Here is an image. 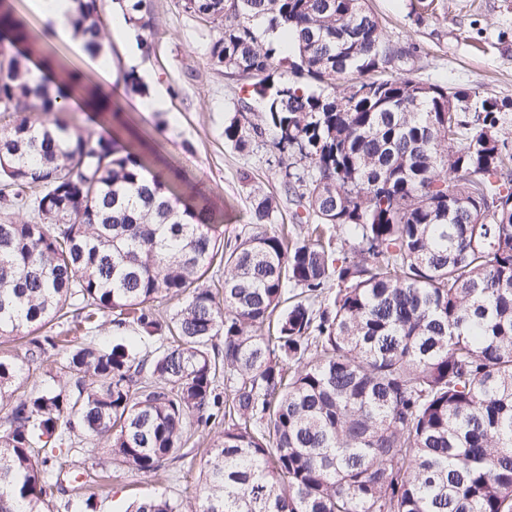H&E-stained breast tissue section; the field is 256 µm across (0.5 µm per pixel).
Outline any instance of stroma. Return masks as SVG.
I'll use <instances>...</instances> for the list:
<instances>
[{"label": "stroma", "instance_id": "obj_1", "mask_svg": "<svg viewBox=\"0 0 512 512\" xmlns=\"http://www.w3.org/2000/svg\"><path fill=\"white\" fill-rule=\"evenodd\" d=\"M16 14L42 35V47L52 50L61 68H77L117 100L121 118L138 140L154 152L156 164L168 163L188 177L185 192L210 195L221 213L217 234L222 241L244 237L254 189L278 198L277 223L291 221V196L282 184L275 150L256 142L240 153L224 140V120L245 98L247 83L216 70L209 61L213 38L210 25L186 13L180 0H149L151 29L141 39L151 44L128 64L118 43L107 52L114 82H104L72 45L47 33L29 0H11ZM383 32L393 42L413 50L414 74L450 88H476L504 100L502 128L512 141V0H435L426 12L418 0H369ZM135 73L146 79L144 94L126 91L123 77ZM166 94L165 106H147L156 88ZM251 180H243V173ZM221 434L220 426L193 428L187 456L177 463L174 477L128 471L111 490L95 500L96 512H126L133 499L167 495L183 499L190 512L199 508V470L205 448Z\"/></svg>", "mask_w": 512, "mask_h": 512}]
</instances>
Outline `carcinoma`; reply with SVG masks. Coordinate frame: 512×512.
<instances>
[{"label":"carcinoma","instance_id":"carcinoma-1","mask_svg":"<svg viewBox=\"0 0 512 512\" xmlns=\"http://www.w3.org/2000/svg\"><path fill=\"white\" fill-rule=\"evenodd\" d=\"M97 45L103 0H74ZM220 26L212 66L250 80L259 119L224 122L240 153L270 137L295 223L223 244L210 199L151 170L119 136L69 132L65 95L0 50V183L36 220L0 217V512H69L55 493L76 442L109 443L113 472L172 476L190 420L224 425L202 468L200 512H512V148L502 105L401 68L366 0H181ZM152 27L147 0L121 5ZM295 44L261 39L258 24ZM39 39L0 0V43ZM344 81L338 89L336 81ZM66 86L116 107L76 72ZM350 251L337 256L324 230ZM224 264L218 290L201 280ZM180 298L168 321L153 303ZM107 316L105 344L44 332ZM58 387L16 396L51 357ZM130 512H187L146 498Z\"/></svg>","mask_w":512,"mask_h":512}]
</instances>
